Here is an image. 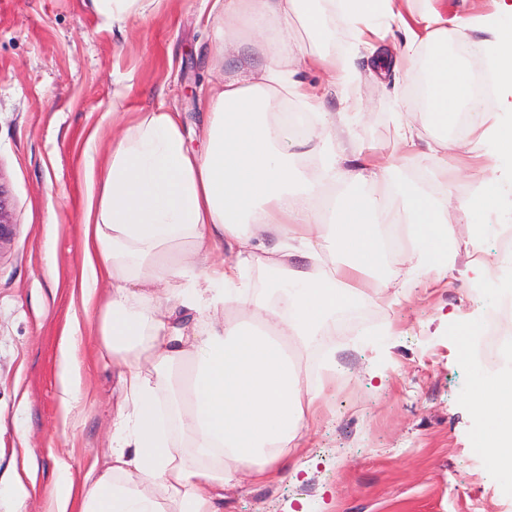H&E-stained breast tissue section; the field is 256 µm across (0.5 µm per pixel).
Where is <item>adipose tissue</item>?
<instances>
[{"label":"adipose tissue","mask_w":512,"mask_h":512,"mask_svg":"<svg viewBox=\"0 0 512 512\" xmlns=\"http://www.w3.org/2000/svg\"><path fill=\"white\" fill-rule=\"evenodd\" d=\"M160 0H91L106 23L124 26L150 18ZM321 0H214L224 23V43L256 47L270 63L257 72L225 76L209 90L210 122L202 152L192 151L178 113L136 112L112 135L109 153L88 170L84 218L83 305L101 317L107 349L120 356L130 399L119 406L112 450L103 465L62 464L48 512H224V489L240 474L267 480L299 457L316 425L326 372L308 385L300 350L320 335L336 310L362 295L365 275L388 248L383 224L402 225L410 250L400 257L426 279L448 275L455 228L437 200L390 171L364 161L342 171L353 155L359 115L338 113L326 131L311 130L320 161L311 175L288 153L292 133L272 120L277 101L295 98L311 114L323 99L293 81L292 63L349 73L346 58L301 49L297 28L332 39L322 26ZM338 0L339 14L370 53L384 50L380 24L404 33L403 66L429 50L424 101L431 124L447 129L470 113L485 152L467 156L471 168L488 158L508 172L481 180L462 213L492 205L503 183H512V124L486 112L472 76L443 40L445 0ZM460 36L485 28L480 43L495 74L502 111L512 112V0H497L494 16L459 20ZM344 175L348 189L330 196L326 185ZM230 257L210 258L215 242ZM189 250L176 257L173 245ZM340 254L331 275L314 268L326 254ZM274 272L275 301L256 300L244 281L254 262ZM112 284L108 298L99 281ZM170 284L172 310L192 321L164 322L151 315L157 282ZM242 310L238 319L226 309ZM474 401L482 417L480 449L500 470L512 473V373L480 386ZM187 437L174 446L172 431ZM160 487L162 497L145 493Z\"/></svg>","instance_id":"adipose-tissue-1"}]
</instances>
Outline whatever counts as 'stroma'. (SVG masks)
<instances>
[{
	"instance_id": "1",
	"label": "stroma",
	"mask_w": 512,
	"mask_h": 512,
	"mask_svg": "<svg viewBox=\"0 0 512 512\" xmlns=\"http://www.w3.org/2000/svg\"><path fill=\"white\" fill-rule=\"evenodd\" d=\"M212 4L163 0L158 13L121 31L89 0H0V186L16 221L0 242V512H14L25 458L36 470L25 484L27 512H47L62 463L106 459L124 392L100 318L82 304L87 172L112 143L105 113L118 92L127 111L162 105L180 113L189 145L203 148L209 87L265 63L260 52L241 50L215 66ZM322 10L335 34L325 49L351 55L353 74L302 70L298 79L325 93L327 112L347 104L360 113L358 144L396 178L447 198L455 261L446 280L428 285L383 259L374 286L337 311V336L301 353L314 380L325 351L336 352L335 386L307 436L305 468L243 478L225 488L224 512H512V476L477 450L482 419L472 407L479 380L500 373L481 352L479 332L492 317L512 331V292H490L475 266L496 250L501 225H512V188L478 223L464 220L461 204L492 175L459 163L481 153L478 131L441 135L414 99L417 71L372 76L329 0ZM404 123L422 142L446 141L447 172L423 171L419 158L400 152ZM95 128L101 136L92 145ZM75 329L79 396L67 408L61 340Z\"/></svg>"
}]
</instances>
